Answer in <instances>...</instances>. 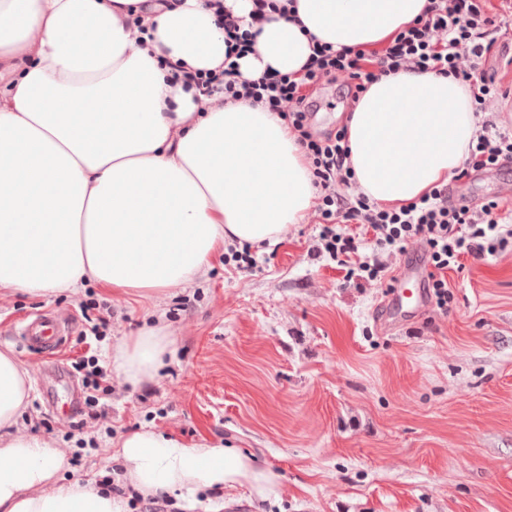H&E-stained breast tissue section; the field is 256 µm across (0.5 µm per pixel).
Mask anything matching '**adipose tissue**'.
I'll use <instances>...</instances> for the list:
<instances>
[{"label": "adipose tissue", "instance_id": "adipose-tissue-1", "mask_svg": "<svg viewBox=\"0 0 512 512\" xmlns=\"http://www.w3.org/2000/svg\"><path fill=\"white\" fill-rule=\"evenodd\" d=\"M297 3L299 22L274 13L263 23L245 75H300L314 38L381 43L426 0ZM224 52L203 0H0L1 293L157 295L203 275L225 242L273 244L304 218L315 189L287 124L220 94L199 109L172 79L177 65L221 69ZM478 131L455 79L382 78L348 122L355 180L377 203H409L460 166ZM171 344L165 329H147L115 348L112 366L132 384L152 379ZM30 389L28 366L0 352V512H122L95 480H63L67 457L53 442L13 431ZM115 457L146 498L279 494L254 453L151 427L122 437Z\"/></svg>", "mask_w": 512, "mask_h": 512}]
</instances>
